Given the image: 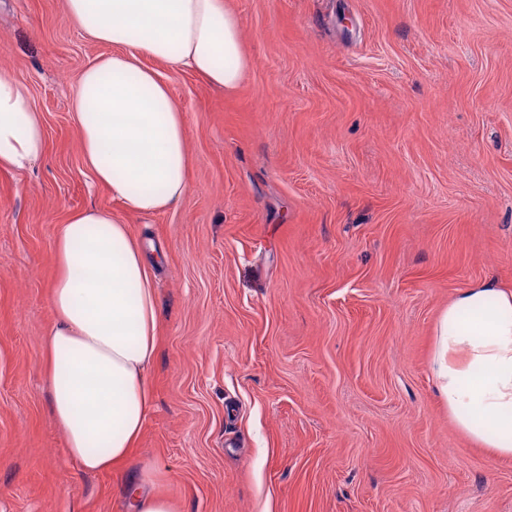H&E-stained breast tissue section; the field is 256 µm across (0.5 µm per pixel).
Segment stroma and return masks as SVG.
I'll use <instances>...</instances> for the list:
<instances>
[{
	"label": "stroma",
	"mask_w": 512,
	"mask_h": 512,
	"mask_svg": "<svg viewBox=\"0 0 512 512\" xmlns=\"http://www.w3.org/2000/svg\"><path fill=\"white\" fill-rule=\"evenodd\" d=\"M252 64L225 93L146 59L188 119L191 188L131 217L161 250L154 400L124 470L81 472L41 368L58 224L114 209L71 100L108 54L65 0H0V68L47 147L0 171V512H512V458L438 391L458 290L512 285V0H231ZM133 512H173L170 500L157 489V476L143 471L124 485Z\"/></svg>",
	"instance_id": "stroma-1"
}]
</instances>
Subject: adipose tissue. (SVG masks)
I'll list each match as a JSON object with an SVG mask.
<instances>
[{
	"instance_id": "obj_1",
	"label": "adipose tissue",
	"mask_w": 512,
	"mask_h": 512,
	"mask_svg": "<svg viewBox=\"0 0 512 512\" xmlns=\"http://www.w3.org/2000/svg\"><path fill=\"white\" fill-rule=\"evenodd\" d=\"M86 37L111 46L81 74L72 101L85 168L121 211L89 208L57 225L53 323L42 369L66 452L87 473L119 470L153 403L150 369L160 321L153 263L129 217L175 207L191 185L187 116L145 59L187 70L212 87L239 88L250 58L229 0H65ZM30 87L0 68V170L33 168L44 120ZM440 391L472 441L512 457V286L460 289L439 318ZM132 512H173L144 471L124 485Z\"/></svg>"
}]
</instances>
